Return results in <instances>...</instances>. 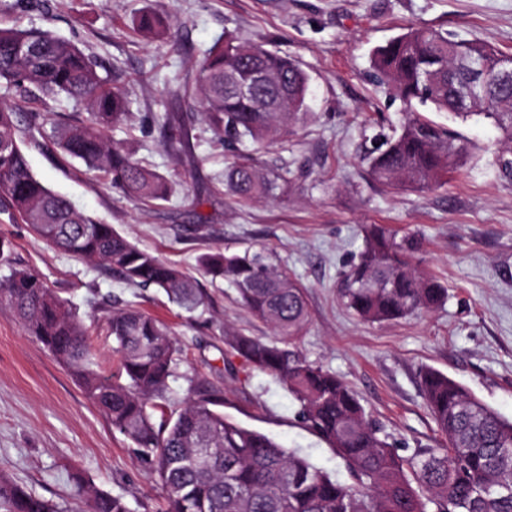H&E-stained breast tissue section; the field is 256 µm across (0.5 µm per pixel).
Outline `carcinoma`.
I'll return each instance as SVG.
<instances>
[{
	"label": "carcinoma",
	"instance_id": "obj_1",
	"mask_svg": "<svg viewBox=\"0 0 512 512\" xmlns=\"http://www.w3.org/2000/svg\"><path fill=\"white\" fill-rule=\"evenodd\" d=\"M146 40L169 37V23L153 11L133 19ZM28 52L21 54L18 48ZM506 54L448 31L411 27L375 52L372 77L404 105L391 130L379 126L364 160L380 186L427 191L441 186L464 159L458 132L422 115L488 119L500 133L497 164L512 173V80L472 86L470 66L495 68ZM73 41L49 28L0 26V89L25 104L38 103L25 125L16 106L0 103V205L40 237L80 259L119 274L138 288L162 290L182 312L203 315L209 300L178 267L139 249L106 224L78 210L29 168L25 148L50 139L87 172L103 173L124 194L148 207L168 201V179L110 141L108 128L130 121L125 91ZM268 75L247 96L237 79ZM183 95L198 101L207 125L224 141V185L237 200L286 192L291 171L264 170L254 152L292 132L305 113L306 73L288 57L231 36L217 40ZM65 99L89 122L61 125L50 103ZM161 146L178 160L188 133L178 118H158ZM415 237L397 238L383 226L365 227L358 259L341 275L338 296L358 319L384 323L431 311L447 289L412 263ZM267 247L242 252L216 248L200 258L212 279L229 282L239 302L268 324L276 339L224 334L228 353L276 377L298 401L305 426L334 449L350 482L342 483L267 435L224 417V391L180 372L183 350L170 327L135 309L112 312L109 330L120 356L117 374L95 367L82 324L36 274L13 269L0 282L4 297L34 337L78 378L86 396L126 436L161 486L159 512H512V421L464 386L431 368L419 372L427 408L445 439L440 448L397 453L369 419L358 394L335 373L293 346L308 323L305 288L274 262ZM187 383L184 406L171 408L172 384ZM82 512H130L124 497L77 482ZM0 512H62L26 486L0 477Z\"/></svg>",
	"mask_w": 512,
	"mask_h": 512
}]
</instances>
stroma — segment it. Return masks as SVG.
Returning <instances> with one entry per match:
<instances>
[{"instance_id":"1","label":"stroma","mask_w":512,"mask_h":512,"mask_svg":"<svg viewBox=\"0 0 512 512\" xmlns=\"http://www.w3.org/2000/svg\"><path fill=\"white\" fill-rule=\"evenodd\" d=\"M153 9L172 23L171 37L144 41L135 13ZM48 27L78 44L123 85L132 129L107 136L143 165L168 176L173 190L157 210L130 202L110 181L66 162L56 145L29 147L32 172L75 206L111 224L141 249L193 275L209 310L189 318L164 292L136 288L119 275L40 239L0 207V240L10 267L38 275L72 308L95 360L117 373L108 318L134 308L168 323L184 350L183 372L223 387L224 413L307 456L339 481L349 475L335 452L309 432L299 405L273 376L225 357V331L270 340L227 282L203 274L199 257L215 248L273 249L305 286L309 323L298 349L341 377L370 418L410 456L443 439L420 390L428 366L453 378L512 419V177L496 156L490 121L452 123L467 144L463 162L442 187L389 190L373 183L363 160L376 121L396 124L403 105L372 81L374 50L410 26L441 28L512 55V0H0V25ZM276 49L310 77L309 111L260 157L288 164L287 193L240 202L224 186L222 139L202 121L198 103L167 97L165 87L193 79L205 51L224 34ZM178 113L191 151L182 161L159 144L152 116ZM380 224L416 236V260L448 289L438 309L386 323H364L340 303V275L363 247L364 228ZM0 475L77 512L75 478L123 496L131 512H158L162 490L132 442L86 397L80 383L0 302Z\"/></svg>"}]
</instances>
